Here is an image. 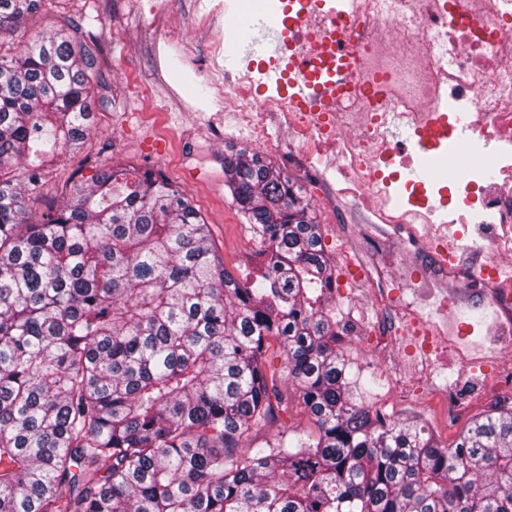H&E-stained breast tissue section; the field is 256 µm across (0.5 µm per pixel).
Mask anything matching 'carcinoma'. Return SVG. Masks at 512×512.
Here are the masks:
<instances>
[{
    "label": "carcinoma",
    "mask_w": 512,
    "mask_h": 512,
    "mask_svg": "<svg viewBox=\"0 0 512 512\" xmlns=\"http://www.w3.org/2000/svg\"><path fill=\"white\" fill-rule=\"evenodd\" d=\"M39 8L0 0V30ZM97 67L63 30L0 55V512H512V406L441 448L352 404L321 227L273 162L224 156L260 241L246 283L149 171L107 165L24 223L22 184L87 137ZM30 156L23 180L1 173ZM271 338L316 434L241 453L281 404Z\"/></svg>",
    "instance_id": "carcinoma-1"
}]
</instances>
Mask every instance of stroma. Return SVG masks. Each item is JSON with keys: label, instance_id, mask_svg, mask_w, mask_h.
<instances>
[{"label": "stroma", "instance_id": "obj_1", "mask_svg": "<svg viewBox=\"0 0 512 512\" xmlns=\"http://www.w3.org/2000/svg\"><path fill=\"white\" fill-rule=\"evenodd\" d=\"M223 9L224 0H41L36 14L0 32V53L5 55L69 26L84 44L101 50L100 73L91 89L92 129L80 149L61 155L44 174L31 196L27 223H43L72 185L89 179L99 167L112 163L150 169L193 200L225 267L247 281L257 266L260 244L224 184V146L232 142L286 169L302 188L334 266H341L347 247L368 256L373 230L358 222L348 198L321 192L307 173L289 166L288 128L271 127L269 142L261 145L238 130L233 116L213 105L206 75L219 80L225 70L244 68L247 61L237 46L251 34L247 15H227ZM209 13L217 29L228 34L220 66L208 53L209 30L199 25L200 16ZM173 26L179 28L180 38L165 44L163 36ZM217 123L222 126L218 138L211 132ZM329 306L340 333L337 349L345 360L349 393L371 417L384 412L393 423L418 422L439 446L447 447L471 421L490 413L497 399L512 398V390L496 389L494 381L473 368L489 358L487 328L496 327L498 334L512 338V324L499 323L493 305L475 302L471 284H449L437 297L419 304L437 330L468 354V366L451 353L426 367L424 357L414 356L412 347L401 343L380 352L374 331L393 328L394 312L352 297L346 289H335ZM266 364L275 374L283 409L276 421L251 431L245 442L249 448L280 441L293 445L315 431L296 386L285 378L278 342H271ZM450 388L461 397L460 410L445 411L431 397Z\"/></svg>", "mask_w": 512, "mask_h": 512}]
</instances>
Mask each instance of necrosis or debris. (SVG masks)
<instances>
[{
  "instance_id": "obj_1",
  "label": "necrosis or debris",
  "mask_w": 512,
  "mask_h": 512,
  "mask_svg": "<svg viewBox=\"0 0 512 512\" xmlns=\"http://www.w3.org/2000/svg\"><path fill=\"white\" fill-rule=\"evenodd\" d=\"M261 15L256 40L307 57L324 75L336 62L317 46L332 39L354 51L355 73L333 111L321 114L295 105L287 86L261 102L262 79L225 77L213 87L215 101L253 141L267 143L271 124L287 127L291 164L309 170L335 151L343 194L391 233L398 261L421 278L430 244L418 227L434 221L432 195L445 196L449 223L512 224V0H350L347 9L314 12L303 0H265ZM405 138L422 153L472 140L478 153L449 179L412 181L410 158L396 151ZM397 181L408 195L404 208L386 198ZM437 276L476 282L512 321V282L455 263Z\"/></svg>"
}]
</instances>
